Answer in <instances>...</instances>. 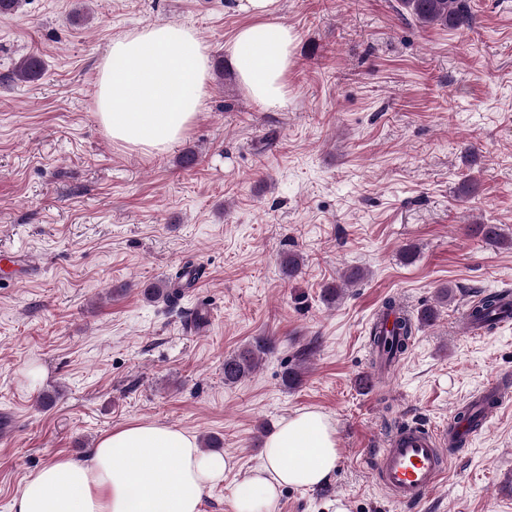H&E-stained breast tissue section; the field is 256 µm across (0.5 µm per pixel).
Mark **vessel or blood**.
<instances>
[{
    "label": "vessel or blood",
    "instance_id": "vessel-or-blood-1",
    "mask_svg": "<svg viewBox=\"0 0 512 512\" xmlns=\"http://www.w3.org/2000/svg\"><path fill=\"white\" fill-rule=\"evenodd\" d=\"M20 266L25 277L35 275L37 266L30 259H15L0 254V282L11 280L13 266ZM507 400L502 378H495L472 397L479 422L503 408ZM467 424L431 429L421 424L407 425L405 432L373 454L372 471L380 486L393 501L418 506L438 486L447 468V447L457 443L459 436L469 435Z\"/></svg>",
    "mask_w": 512,
    "mask_h": 512
}]
</instances>
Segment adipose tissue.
I'll use <instances>...</instances> for the list:
<instances>
[{"label": "adipose tissue", "instance_id": "adipose-tissue-1", "mask_svg": "<svg viewBox=\"0 0 512 512\" xmlns=\"http://www.w3.org/2000/svg\"><path fill=\"white\" fill-rule=\"evenodd\" d=\"M278 0H235L250 15L227 43L242 92L266 110L288 106L297 34L274 21ZM210 53L193 28L144 25L113 39L99 63L95 112L113 142L148 154L170 149L205 106ZM336 429L319 411L281 420L233 512H273L282 488L313 489L336 468ZM231 458L202 451L190 433L137 423L100 437L88 457H60L26 481L10 512H200Z\"/></svg>", "mask_w": 512, "mask_h": 512}]
</instances>
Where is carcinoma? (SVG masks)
<instances>
[{"label": "carcinoma", "instance_id": "carcinoma-1", "mask_svg": "<svg viewBox=\"0 0 512 512\" xmlns=\"http://www.w3.org/2000/svg\"><path fill=\"white\" fill-rule=\"evenodd\" d=\"M401 4L421 24L427 26L440 25L458 29L469 24L471 20L468 0H401ZM42 72V59L30 54L22 57L16 64L10 79L16 84L31 83L39 80ZM472 232L487 243L512 248V239L504 234L498 224H476ZM302 263L303 258L299 254H287L281 261L283 274L290 279L296 277ZM191 272L193 269L188 263L175 273L174 278L164 283L151 282L142 285L141 293L149 301L160 298L171 300L181 295L182 289L188 286L184 277ZM511 296L507 290L484 293L468 306V310L473 317L485 323V329L492 330L498 324L496 307ZM391 312L397 313V317L388 329L386 323ZM438 315V307L428 305L413 318L399 307L395 299L389 297L382 304L381 314L371 328V344L379 357L385 360V364L390 365L396 357L406 352L419 326L433 323ZM271 349L272 345L267 339L257 338L253 343L225 357L224 384L232 386L246 379Z\"/></svg>", "mask_w": 512, "mask_h": 512}]
</instances>
